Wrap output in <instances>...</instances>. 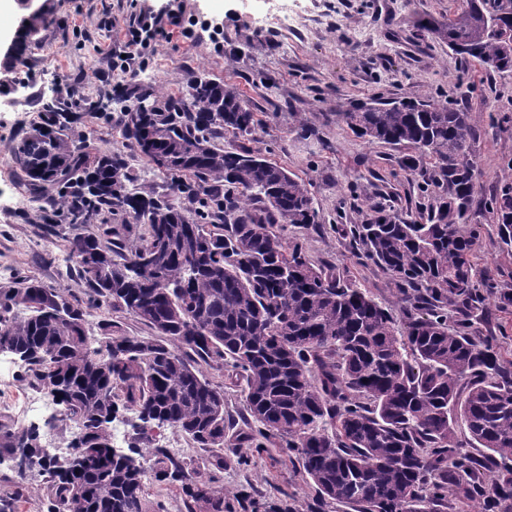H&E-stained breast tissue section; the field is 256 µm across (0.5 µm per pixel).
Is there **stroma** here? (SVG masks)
<instances>
[{"mask_svg":"<svg viewBox=\"0 0 512 512\" xmlns=\"http://www.w3.org/2000/svg\"><path fill=\"white\" fill-rule=\"evenodd\" d=\"M168 4L181 27L163 26L140 48L138 75L118 64L124 34L135 17ZM44 7L36 33L22 21ZM457 0H287L290 26L274 19L276 0H14L0 19V286L30 277L88 306L89 333L112 323L132 336L149 330L131 314L94 306L69 257L73 237L101 234L102 224H50L23 185L12 147L39 120L46 99L67 103L68 134L92 153L118 155L145 195L168 192L166 175L122 136L124 107L144 92L181 91L185 76L206 73L230 81L258 119L252 135L218 133L227 150L248 149L288 169L310 185L318 223L284 225L286 240L302 244L314 263L335 266L369 289L376 301L399 311L390 276L367 260L346 231L386 203L407 216L427 205L421 175L398 166L409 149L358 137L341 112L373 98H429L474 112L473 149L481 189L471 221L481 228L479 267L495 287L512 288V251L502 248L491 201L512 187V74L466 62L433 33L447 23ZM224 27L213 37L211 26ZM108 104L107 115L93 103ZM33 390L24 364L0 354V418L37 426L53 453L67 447L72 427H47L46 414H31ZM156 446L200 464V475L224 492V512H312L317 493L296 458L281 449L225 451L220 469L204 466L208 452L181 435L161 431Z\"/></svg>","mask_w":512,"mask_h":512,"instance_id":"35a3bbf8","label":"stroma"}]
</instances>
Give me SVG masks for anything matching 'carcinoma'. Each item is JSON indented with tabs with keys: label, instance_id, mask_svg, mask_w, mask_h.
<instances>
[{
	"label": "carcinoma",
	"instance_id": "obj_1",
	"mask_svg": "<svg viewBox=\"0 0 512 512\" xmlns=\"http://www.w3.org/2000/svg\"><path fill=\"white\" fill-rule=\"evenodd\" d=\"M434 28L448 49L512 73V0H472ZM153 98L156 110L140 102ZM359 137L406 145V173L431 160L434 202L412 219L380 207L349 229L364 256L400 291L405 320L370 292L310 261L282 225L315 224L308 183L247 149L216 147L213 133H253L238 88L204 73L189 97L145 92L126 108L123 135L172 178L170 195H140L112 154H92L66 133L67 109L45 107L13 147L24 185L49 203L46 219L107 223L122 212L144 227L123 246L112 230L69 245L94 302L150 330L110 323L88 336L90 313L56 288L23 277L0 287V349L25 357L30 383L77 429L73 452L42 454L36 427L0 421V456L22 457L14 484L45 477L46 512H151L148 475L180 483L188 512H224V493L196 469L154 448L117 455L109 425L133 412L134 441L169 428L224 468V386L203 367L228 365L243 382L248 426L236 446L288 451L319 493L313 512H512V359L473 317L489 282L477 267L481 234L468 223L480 172L477 116L433 99L374 101L342 113ZM500 243L512 247V191L494 201ZM463 423L481 455L460 451Z\"/></svg>",
	"mask_w": 512,
	"mask_h": 512
}]
</instances>
